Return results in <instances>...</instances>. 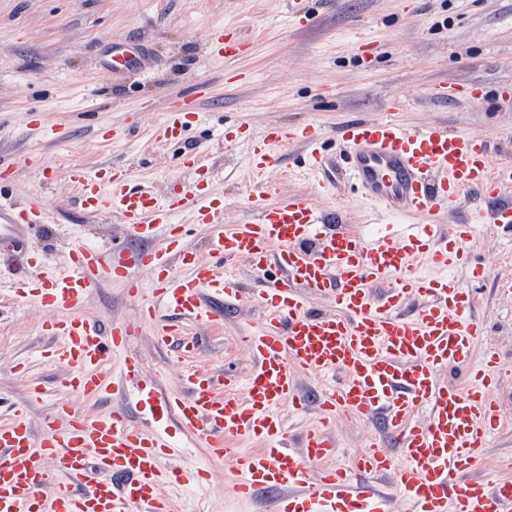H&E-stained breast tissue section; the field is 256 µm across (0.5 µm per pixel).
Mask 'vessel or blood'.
Masks as SVG:
<instances>
[{"mask_svg": "<svg viewBox=\"0 0 512 512\" xmlns=\"http://www.w3.org/2000/svg\"><path fill=\"white\" fill-rule=\"evenodd\" d=\"M204 95L196 89L172 109L158 139L183 136L197 123ZM319 140L310 126L269 127L251 164L264 172L279 163L286 145L308 144L309 167L323 174L318 186L332 192ZM336 140L361 195L406 218L398 236L359 233L341 215L319 210L308 194L272 204L261 191L252 196L253 218L212 236L203 259L173 218L186 211L193 223H219L207 188L161 196L131 186L121 172L104 184L87 167L67 170L86 215L111 211L131 237L148 235L156 224L169 226L170 235L159 250L83 247L67 273L45 261L35 280L14 289L18 299L55 312L42 327L51 338L43 355L66 367L65 389L87 398L107 395L112 357L137 331L123 321L104 325L84 316L88 298L109 280L123 282L139 299L143 319L157 322L160 341L182 337L187 353L196 343L183 338L181 320L219 323L223 304H258L263 317L243 338L255 367L243 381L194 369L185 393L169 396L141 385L137 360L126 359L125 384L136 388L146 415L140 426L123 408L91 419L63 400L36 431L25 405L0 402V512H126L131 504L139 512H179L163 486H195L205 474L161 468L172 447L154 426L168 420L232 465L239 497L277 488L268 512H392L398 497L409 512H512V480L474 474L483 448L504 426L492 394L499 356L487 349L482 365L471 368L484 324L472 289L448 275L467 262L463 245L474 225H512V162L492 163L486 138L438 124L409 130L390 117L349 121L337 128ZM475 190L490 207L446 223V214ZM43 221L37 197L0 203V244L24 252ZM423 257L446 276L420 274ZM240 262L261 273L259 288H244L232 274ZM175 263L184 275L171 274ZM144 269L151 273L146 282L138 276ZM311 295L331 303L332 311L312 310ZM207 297L212 306H204ZM447 372L467 373L468 387L445 381ZM301 374H330L335 381L319 403L317 422L294 435L280 410L304 407ZM340 415L384 417L401 459L375 445L351 467L330 466L331 427ZM246 439L259 449H241Z\"/></svg>", "mask_w": 512, "mask_h": 512, "instance_id": "1", "label": "vessel or blood"}]
</instances>
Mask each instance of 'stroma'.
<instances>
[{
  "instance_id": "obj_1",
  "label": "stroma",
  "mask_w": 512,
  "mask_h": 512,
  "mask_svg": "<svg viewBox=\"0 0 512 512\" xmlns=\"http://www.w3.org/2000/svg\"><path fill=\"white\" fill-rule=\"evenodd\" d=\"M222 29L238 30L246 40L238 56L212 52L213 33ZM142 40L159 58L154 69L132 65L124 81L100 73L108 45L121 41L133 49ZM443 79L480 82L483 95L472 103L439 101L430 89ZM200 83L207 87L203 122L181 140L154 143L169 103ZM398 96L405 102L396 119L404 126L443 124L483 136L493 161L512 162V0H0V161L14 165L0 197L18 204L40 197L50 221L26 250L62 267L79 245L124 236L111 212L89 217L80 209L65 178L70 166L97 171L104 182L121 171L162 196L189 189L202 176L224 209L223 223L195 225L186 212L175 221L188 225L189 243L203 257L210 237L250 218L249 198L259 184L276 186L277 203L309 190L314 177L304 144L287 146L271 171L251 168L249 147L269 126H314L334 158L339 124L385 117ZM57 127L64 128L65 140L53 138ZM185 151L197 154L201 173L174 163ZM316 203L344 208L347 223L359 230L383 220L378 207L347 183ZM469 248L473 262L488 272L478 313L485 341L500 351L498 395L506 414L478 473L512 479V298L495 291L497 278L512 277V236L482 224ZM84 314L137 324L126 353L137 360L141 382L176 394L194 366L245 375L251 362L241 336L263 311L243 303L219 327L185 322L186 335L199 340L188 356L179 339L160 343L155 325L141 323L139 302L123 283L104 284L89 297ZM53 317L0 292V395L26 403L34 426L63 397L92 418L106 409L67 393L65 367L38 357L47 343L41 326ZM36 388L37 398L31 395ZM332 433L342 465L375 443L400 453L378 421H341ZM178 443L179 452L163 459V466L209 475L181 489L182 512H265L264 497L235 495L228 465L215 463L189 439Z\"/></svg>"
}]
</instances>
